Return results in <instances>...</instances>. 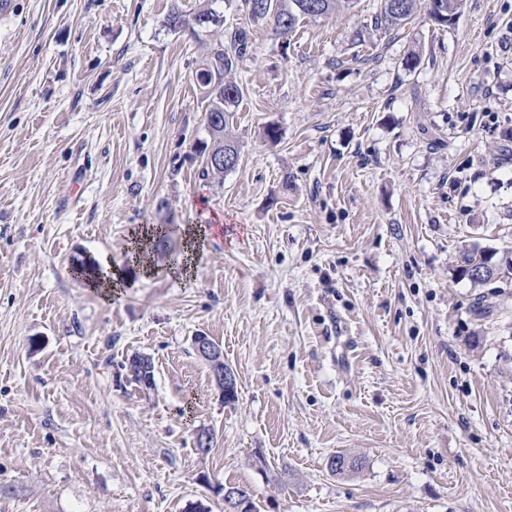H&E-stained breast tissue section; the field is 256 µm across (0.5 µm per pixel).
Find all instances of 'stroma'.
I'll return each mask as SVG.
<instances>
[{
  "mask_svg": "<svg viewBox=\"0 0 512 512\" xmlns=\"http://www.w3.org/2000/svg\"><path fill=\"white\" fill-rule=\"evenodd\" d=\"M0 15V512H512V0L352 42L381 0L282 36L242 0H14ZM250 27L202 176L196 70ZM415 69H405L408 52ZM276 127V139L265 135ZM156 224H220L128 261ZM117 276L111 298L70 265ZM238 376L224 401L193 349ZM153 363L135 381L133 356ZM214 431L207 453L197 429ZM362 462L336 475L329 457ZM263 456L266 471L254 465ZM195 353L214 369L212 377L215 385L225 394L237 392V375L228 365H224L223 351L209 338V336L198 334L193 340Z\"/></svg>",
  "mask_w": 512,
  "mask_h": 512,
  "instance_id": "1",
  "label": "stroma"
}]
</instances>
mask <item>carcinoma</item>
I'll return each mask as SVG.
<instances>
[{
    "mask_svg": "<svg viewBox=\"0 0 512 512\" xmlns=\"http://www.w3.org/2000/svg\"><path fill=\"white\" fill-rule=\"evenodd\" d=\"M250 22L260 25L278 17L286 27H276L281 34L292 32L306 19L317 20L328 16L343 7L344 0H243ZM434 7L427 10L434 17V23L448 25V20L459 16L463 0H432ZM219 0L208 3L197 13L207 18L208 26L219 28L224 25V12L215 8ZM423 0H382L380 11L373 15L364 29L376 31L388 40L400 37L401 31L420 15ZM231 48L224 47V41L216 42L197 70V82L201 88L202 102L205 103V117L208 124L210 144L203 148L205 154L225 150L240 151L238 142L227 134L233 122L234 112L241 97L239 83L230 74L241 61L249 44V31L245 28L236 30L230 39ZM179 234V230L158 224L152 234L153 246L162 249ZM492 259L475 252L465 255L464 265L459 269L465 277L473 267H498Z\"/></svg>",
    "mask_w": 512,
    "mask_h": 512,
    "instance_id": "carcinoma-1",
    "label": "carcinoma"
}]
</instances>
